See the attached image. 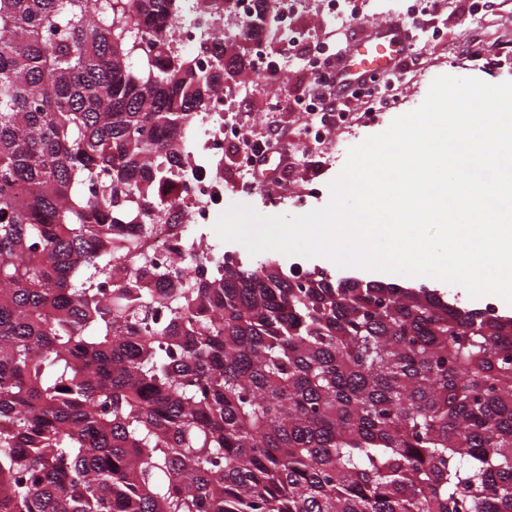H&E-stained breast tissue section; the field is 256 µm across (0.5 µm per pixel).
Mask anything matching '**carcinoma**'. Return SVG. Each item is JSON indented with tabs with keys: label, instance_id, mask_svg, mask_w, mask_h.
<instances>
[{
	"label": "carcinoma",
	"instance_id": "obj_1",
	"mask_svg": "<svg viewBox=\"0 0 512 512\" xmlns=\"http://www.w3.org/2000/svg\"><path fill=\"white\" fill-rule=\"evenodd\" d=\"M246 39L269 0H250ZM186 0H0V512H512V319L141 240L234 64Z\"/></svg>",
	"mask_w": 512,
	"mask_h": 512
}]
</instances>
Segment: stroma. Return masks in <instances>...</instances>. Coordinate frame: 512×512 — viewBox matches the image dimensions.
<instances>
[{"label": "stroma", "instance_id": "obj_1", "mask_svg": "<svg viewBox=\"0 0 512 512\" xmlns=\"http://www.w3.org/2000/svg\"><path fill=\"white\" fill-rule=\"evenodd\" d=\"M414 19L422 26L418 42L407 54L408 67L401 72L376 71L378 82H389L392 104L377 120L362 110L347 113L344 122L312 135L311 115L282 112L278 102L307 95L310 71L307 48L319 43L351 47L369 33L371 25L405 18L406 0H337L328 13L324 0H297L294 27L298 44L293 53L280 57L278 77L256 75L246 69L226 75L224 84L236 97L229 119L250 139L269 144L267 167L273 178L262 179L253 193L240 197L236 186L240 145L224 147V204L243 202L264 216L300 215L325 206L328 184L344 167L348 151L369 136L385 131L396 117L417 109L432 81L441 75L474 77L491 84L512 81V0H432ZM351 277L365 282L394 283L405 288L428 287L444 299L469 309H480L483 299L471 298L465 288L426 277H405L354 269Z\"/></svg>", "mask_w": 512, "mask_h": 512}]
</instances>
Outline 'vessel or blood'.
Here are the masks:
<instances>
[{
  "instance_id": "b4317fda",
  "label": "vessel or blood",
  "mask_w": 512,
  "mask_h": 512,
  "mask_svg": "<svg viewBox=\"0 0 512 512\" xmlns=\"http://www.w3.org/2000/svg\"><path fill=\"white\" fill-rule=\"evenodd\" d=\"M408 42L401 22L385 21L356 48L351 49L341 68L349 82L356 83L374 69H395L405 59Z\"/></svg>"
}]
</instances>
